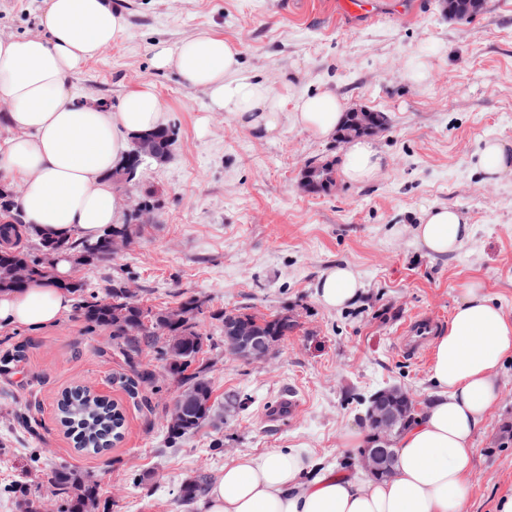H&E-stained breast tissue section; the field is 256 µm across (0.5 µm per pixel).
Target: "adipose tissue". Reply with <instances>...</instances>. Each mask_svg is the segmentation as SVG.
Returning a JSON list of instances; mask_svg holds the SVG:
<instances>
[{"label": "adipose tissue", "mask_w": 512, "mask_h": 512, "mask_svg": "<svg viewBox=\"0 0 512 512\" xmlns=\"http://www.w3.org/2000/svg\"><path fill=\"white\" fill-rule=\"evenodd\" d=\"M42 32L0 37V180L21 186L14 207L23 228L92 243L122 222L124 204L110 177L132 136L165 126L168 112L153 83L130 89L108 110L71 89L72 75L126 33L112 0H45ZM240 50L223 35L202 33L178 45L154 46L155 69L178 73L187 88H204L208 108L263 135L281 121L327 141L344 120L332 90L297 95L239 75ZM382 158L371 141H351L343 179H375ZM419 243L435 255L455 252L472 234L458 211L434 208L417 225ZM71 274L59 260L52 277L23 290L0 291V329H42L74 308L62 286ZM363 290L349 266L320 275L316 294L341 308ZM512 358V315L469 287L437 341L430 366L431 402L397 438L391 478L360 480L319 467L305 451L270 449L225 462L199 501V512H462L473 470L471 440L499 395L498 366Z\"/></svg>", "instance_id": "adipose-tissue-1"}]
</instances>
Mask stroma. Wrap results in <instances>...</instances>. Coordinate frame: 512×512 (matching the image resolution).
Listing matches in <instances>:
<instances>
[{"instance_id": "35a3bbf8", "label": "stroma", "mask_w": 512, "mask_h": 512, "mask_svg": "<svg viewBox=\"0 0 512 512\" xmlns=\"http://www.w3.org/2000/svg\"><path fill=\"white\" fill-rule=\"evenodd\" d=\"M127 20L116 45L87 62L73 89L105 108L142 82L153 83L169 111L175 143L167 159L147 160L130 201L151 198L150 224L95 265H73L87 292L113 283L133 287L143 307L201 304L197 330L217 335L213 312L285 314L295 329L267 364H249L212 345L200 355L220 418L169 441L167 420L179 385L156 348L117 346L111 329L74 313L41 330H0V512H60L53 470L65 467L96 484L97 512H198L181 505V485L215 478L229 459L302 446L323 467L356 478L358 454L342 447L366 429L371 396L399 387L418 406L431 400L429 361L397 351L415 313L448 320L463 290L482 288L512 313V174L489 175L477 160L485 141L512 152V0H485L458 20L448 0H421L409 16L342 15L338 0H112ZM44 0H0V35L37 32ZM204 32L236 43L243 72L298 94L330 89L347 108L385 116L369 139L383 157L377 178L336 179L307 192L309 165H339L346 142H326L281 122L273 135L244 129L208 111L204 90L185 88L172 71L151 65L156 43L179 44ZM435 46L429 79L405 77L409 58ZM433 207L460 211L473 226L462 247L433 256L415 227ZM351 266L361 296L342 309L315 294L329 266ZM152 371L137 397L123 377ZM500 394L473 439L466 512H497L512 494V359L500 370ZM82 384L122 405V440L100 454L75 448L59 423L63 390ZM238 407L227 408L228 396ZM298 400L282 415V399Z\"/></svg>"}]
</instances>
